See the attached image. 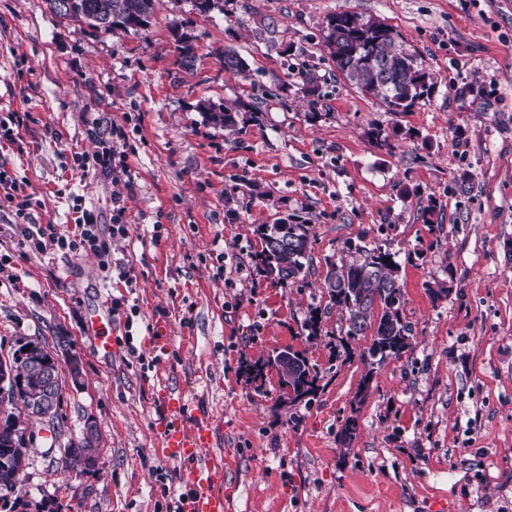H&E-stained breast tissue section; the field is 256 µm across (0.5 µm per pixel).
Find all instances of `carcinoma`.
<instances>
[{
    "mask_svg": "<svg viewBox=\"0 0 512 512\" xmlns=\"http://www.w3.org/2000/svg\"><path fill=\"white\" fill-rule=\"evenodd\" d=\"M154 6L155 0H75L73 11L61 18L104 31L137 32L150 24ZM174 43L181 60L192 64L196 54L190 38L177 34ZM323 47L338 72L354 81L364 95L380 99L390 112L409 111L434 87L429 73L418 64L416 51L407 49L402 36L377 17L350 12L329 16ZM259 115V108L241 99L224 104L218 111L210 108L205 112L210 123L225 129L244 128L258 121ZM256 235L261 242L257 258L266 278L285 284L305 273L312 248L311 225L286 218L257 225ZM398 272L396 254L380 246H358L352 260L329 265L324 281L329 302L345 313L347 335L370 337L362 357L378 363L413 348L411 329L402 317L404 294ZM64 343L66 337H53V347ZM51 348L27 341L11 355L19 381L16 389L9 390V410L0 414V458L7 459L6 465H0V486L8 491L25 466L29 421L43 419L42 411L33 408L41 395V380L28 368V360L36 354L50 361ZM269 365L276 367L282 396L289 404L309 400L317 393L319 372L303 353L290 350L285 359L274 355L262 364L249 366L247 374L254 380L260 378ZM99 447L97 425L87 419L78 440L59 449L65 470L79 475L92 471ZM5 508L8 512H52L42 502L33 505L0 495V509Z\"/></svg>",
    "mask_w": 512,
    "mask_h": 512,
    "instance_id": "1",
    "label": "carcinoma"
}]
</instances>
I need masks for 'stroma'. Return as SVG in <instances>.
Returning a JSON list of instances; mask_svg holds the SVG:
<instances>
[{
  "mask_svg": "<svg viewBox=\"0 0 512 512\" xmlns=\"http://www.w3.org/2000/svg\"><path fill=\"white\" fill-rule=\"evenodd\" d=\"M340 12L397 30L434 78L430 97L391 112L338 73L323 36ZM228 49L245 74L225 71ZM238 98L259 104V122L230 134L205 120L202 105ZM14 112L28 115L22 144L0 145V170L38 200L34 222L73 234L79 202L104 224L121 206L127 227L104 272L91 253L21 245L0 210V358L65 332L83 377L62 389L61 438L89 417L101 438L94 471L71 478L33 424L15 494L61 512H173L179 466L155 453L171 395L215 421L216 449L234 458L222 483L233 512H433L438 500L512 512V0H219L206 15L156 0L137 32L0 0V121ZM375 127L392 150L370 144ZM109 145L127 174L82 175L77 157ZM284 217L314 236L305 278L288 286L255 263V226ZM351 242L396 253L412 330L411 351L374 365L322 289ZM96 314L110 350L86 332ZM288 347L319 370L309 404L281 403L275 368L244 373Z\"/></svg>",
  "mask_w": 512,
  "mask_h": 512,
  "instance_id": "1",
  "label": "stroma"
}]
</instances>
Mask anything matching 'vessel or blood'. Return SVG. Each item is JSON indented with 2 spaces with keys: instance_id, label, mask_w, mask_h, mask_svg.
<instances>
[{
  "instance_id": "obj_1",
  "label": "vessel or blood",
  "mask_w": 512,
  "mask_h": 512,
  "mask_svg": "<svg viewBox=\"0 0 512 512\" xmlns=\"http://www.w3.org/2000/svg\"><path fill=\"white\" fill-rule=\"evenodd\" d=\"M166 425L157 448L160 457L180 463L181 480L189 493L183 512H230V505L219 485L231 468L232 460L214 451L215 428L211 418L199 415L191 402L164 398L160 403ZM192 428H185V419Z\"/></svg>"
}]
</instances>
